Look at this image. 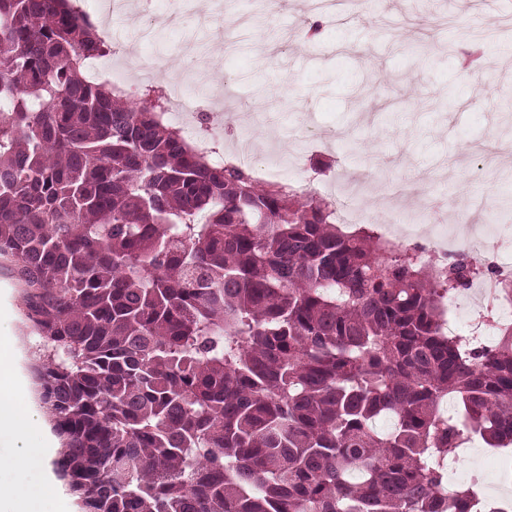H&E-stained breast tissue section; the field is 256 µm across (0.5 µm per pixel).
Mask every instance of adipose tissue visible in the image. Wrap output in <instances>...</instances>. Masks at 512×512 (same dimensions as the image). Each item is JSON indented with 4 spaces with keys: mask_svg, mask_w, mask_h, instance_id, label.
Masks as SVG:
<instances>
[{
    "mask_svg": "<svg viewBox=\"0 0 512 512\" xmlns=\"http://www.w3.org/2000/svg\"><path fill=\"white\" fill-rule=\"evenodd\" d=\"M13 352L9 340L0 339V442L17 441L21 447L10 456L0 455V471L35 473V485L0 484V512H43L45 501L54 499L56 488L52 479V449L26 445L28 432L38 426L39 419L23 408L14 393Z\"/></svg>",
    "mask_w": 512,
    "mask_h": 512,
    "instance_id": "obj_1",
    "label": "adipose tissue"
}]
</instances>
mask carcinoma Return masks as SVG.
Returning <instances> with one entry per match:
<instances>
[{"label": "carcinoma", "instance_id": "obj_1", "mask_svg": "<svg viewBox=\"0 0 512 512\" xmlns=\"http://www.w3.org/2000/svg\"><path fill=\"white\" fill-rule=\"evenodd\" d=\"M103 55L66 0H0V264L82 512H481L434 491L464 436L512 444V325L472 349L439 298L493 268L208 163Z\"/></svg>", "mask_w": 512, "mask_h": 512}]
</instances>
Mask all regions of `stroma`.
Segmentation results:
<instances>
[{
  "label": "stroma",
  "instance_id": "1",
  "mask_svg": "<svg viewBox=\"0 0 512 512\" xmlns=\"http://www.w3.org/2000/svg\"><path fill=\"white\" fill-rule=\"evenodd\" d=\"M346 0L343 10L321 17L313 44L297 38L308 23L307 0H237L251 15L248 37L231 49L212 48L216 78H231L234 95L216 140L230 149L242 131L241 116L259 101H278L275 135L280 154H303V169L289 170L298 192L330 198L342 175L363 173V205L373 224L390 210L382 184L405 182L440 197L447 214L467 211L481 198L493 212L494 236L512 238V155L502 158L494 184L472 173L477 148L512 144V36L494 39L474 73L461 67L473 34L490 32L497 16L512 15L506 0ZM294 40L288 55H270L282 35ZM314 123L316 141L301 127ZM258 147L269 137L255 129ZM0 336L16 339V390L23 405L37 406L29 370L40 342L24 327L19 289L0 272Z\"/></svg>",
  "mask_w": 512,
  "mask_h": 512
}]
</instances>
